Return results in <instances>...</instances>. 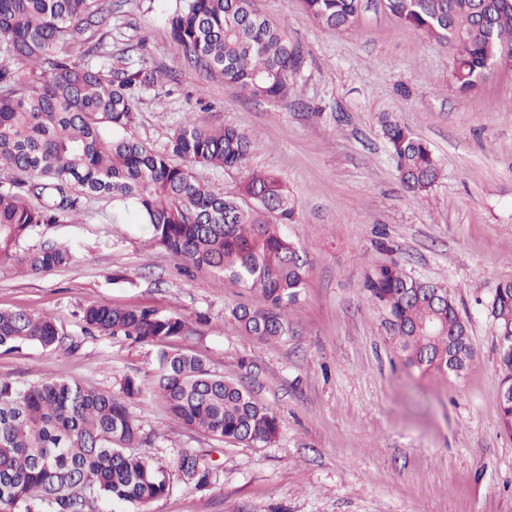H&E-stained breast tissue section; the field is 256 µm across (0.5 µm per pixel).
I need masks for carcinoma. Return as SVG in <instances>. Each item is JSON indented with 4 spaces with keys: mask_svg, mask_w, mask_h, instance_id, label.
Returning <instances> with one entry per match:
<instances>
[{
    "mask_svg": "<svg viewBox=\"0 0 512 512\" xmlns=\"http://www.w3.org/2000/svg\"><path fill=\"white\" fill-rule=\"evenodd\" d=\"M359 2L301 0V6L336 30L355 22ZM386 8L405 26L452 47L451 83L460 93L481 86L492 57L512 54V0H386ZM107 18L99 0H0V37L12 60L0 66V170L14 175L11 187L0 188V269L38 275L66 266L69 247L23 243L40 225L72 221L84 203L103 199L115 214L134 211L152 243L179 261L259 291L264 306L229 309L246 333L262 341L287 336L289 311L308 275L306 250L283 231L295 214L288 189L274 176L251 172L238 194L215 191L207 171L242 168L250 140L199 112L187 115L163 151L132 138L139 91L168 73L114 65L110 55L99 66L83 63L103 48ZM167 25L171 44L190 65L220 73L254 98L285 96L302 65V47L257 13L253 0H176ZM382 134L403 187L415 195L429 191L441 175L430 146L387 116ZM364 291L384 312L406 368L457 376L467 369V327L445 286L391 263L373 271ZM490 314L496 339L512 337V281L498 284ZM81 321L90 335L161 347L154 392L179 424L237 444L277 437V416L248 388L169 347L192 333L181 318L149 307L100 305L84 310ZM68 339L48 315L0 310V348H57ZM499 354L508 386L512 347ZM141 394L131 377L118 394L76 381L19 386L0 377V512H104L105 502L146 512L167 495L168 466L133 452L153 442L129 408ZM172 466L188 484H209V467L192 452Z\"/></svg>",
    "mask_w": 512,
    "mask_h": 512,
    "instance_id": "obj_1",
    "label": "carcinoma"
}]
</instances>
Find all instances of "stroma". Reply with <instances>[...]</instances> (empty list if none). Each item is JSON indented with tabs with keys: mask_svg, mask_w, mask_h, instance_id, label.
<instances>
[{
	"mask_svg": "<svg viewBox=\"0 0 512 512\" xmlns=\"http://www.w3.org/2000/svg\"><path fill=\"white\" fill-rule=\"evenodd\" d=\"M112 9L104 49L113 60L160 67L169 79L144 91L131 135L161 150L188 113L245 132V171L278 176L296 204L286 231L307 249V287L293 331L259 341L229 318L249 290L184 269L148 247L145 225L88 203L77 220L41 225L36 237L72 249L52 272L0 270V309L48 314L75 349H0V376L27 385L46 377L105 393L125 378L143 390L130 409L155 444L142 455L170 461L184 450L212 468L208 486L182 482L148 512H512V435L499 419V349L488 306L512 280V67L480 88L450 89L451 51L400 23L384 0H361L356 23L327 31L299 0H255L300 43L304 59L287 96L256 100L190 67L172 47V0H103ZM390 116L426 141L442 164L429 192L401 185L382 135ZM245 171L212 170L218 192H238ZM447 286L474 351L463 376L408 370L383 315L363 293L375 267ZM152 307L197 333L176 347L242 382L279 418L270 444L221 442L178 425L153 392L158 346L86 336L81 309Z\"/></svg>",
	"mask_w": 512,
	"mask_h": 512,
	"instance_id": "35a3bbf8",
	"label": "stroma"
}]
</instances>
